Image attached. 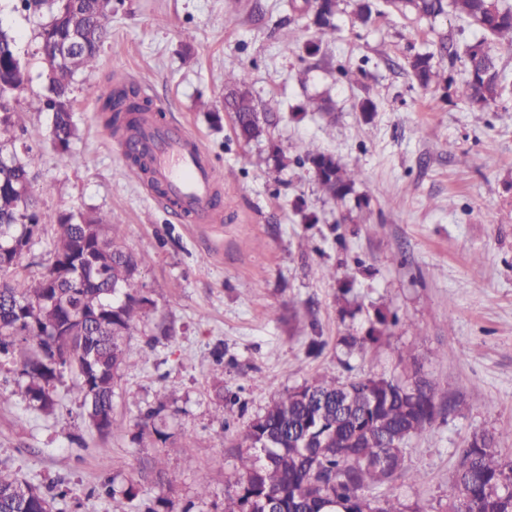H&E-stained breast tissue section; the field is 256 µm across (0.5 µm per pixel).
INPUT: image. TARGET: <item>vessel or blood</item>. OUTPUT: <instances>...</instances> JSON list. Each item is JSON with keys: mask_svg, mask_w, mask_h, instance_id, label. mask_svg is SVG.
<instances>
[{"mask_svg": "<svg viewBox=\"0 0 512 512\" xmlns=\"http://www.w3.org/2000/svg\"><path fill=\"white\" fill-rule=\"evenodd\" d=\"M119 151L143 149L146 191L162 189L163 199L189 224H216L222 216L213 200L221 181L199 139L183 125L147 119L115 139Z\"/></svg>", "mask_w": 512, "mask_h": 512, "instance_id": "b4317fda", "label": "vessel or blood"}]
</instances>
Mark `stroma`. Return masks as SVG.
Wrapping results in <instances>:
<instances>
[{"mask_svg":"<svg viewBox=\"0 0 512 512\" xmlns=\"http://www.w3.org/2000/svg\"><path fill=\"white\" fill-rule=\"evenodd\" d=\"M354 9L341 0L335 28L321 30L288 0H112L98 66L73 85L76 132L64 153L51 139L52 113L28 109L47 89L39 20L0 0V27L13 33L28 75L12 106L24 115L19 151L40 214L15 283L51 266L57 221L69 213L110 214L114 238L149 256L134 279L144 304L126 338L143 359L122 372L110 436L86 426L72 376L46 412L25 397L19 364L0 367V465L44 489L68 487L60 512H135L105 493L130 480L139 498L223 512L229 450L249 422L324 374H399L408 350L444 404L407 444V476L382 495L445 512L474 433H499L500 447L512 448V94L483 109L459 101L466 63L441 46L480 40L467 21L393 13L363 26ZM426 52L441 73L428 89L408 67ZM230 72L253 100L259 139L241 140L231 112L220 126L209 120L208 107H222L232 89ZM115 79L200 138L224 176L222 223H183L145 192L85 91L91 83L109 92ZM322 97L331 112L307 110ZM311 144L355 169L345 199L318 185L305 158ZM379 309L397 325L377 344L344 347L342 337L366 335ZM230 391L240 402L228 426L221 396ZM154 407L163 439H136L135 422ZM153 461L175 475L173 488L148 473Z\"/></svg>","mask_w":512,"mask_h":512,"instance_id":"stroma-1","label":"stroma"}]
</instances>
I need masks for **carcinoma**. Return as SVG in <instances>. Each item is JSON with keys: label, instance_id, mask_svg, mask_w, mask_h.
Returning <instances> with one entry per match:
<instances>
[{"label": "carcinoma", "instance_id": "cac0c4a2", "mask_svg": "<svg viewBox=\"0 0 512 512\" xmlns=\"http://www.w3.org/2000/svg\"><path fill=\"white\" fill-rule=\"evenodd\" d=\"M21 9L44 17L39 48L75 42L78 50L48 79V94L31 101L35 112L54 113L52 137L68 150L75 135L71 94L75 77L97 67L99 52L109 36L101 0H76L82 23L70 24L65 0H19ZM397 11L410 9L420 18L452 14L477 25L483 39L466 47L468 77L459 89L461 100L482 108L506 92L492 44L512 46V5L504 0H384ZM418 84L438 81L433 55L410 61ZM27 81L15 54L13 35L0 27V352L7 355L16 342L25 343L20 361L29 378L25 394L40 409L57 405L55 383L66 374L76 378V393L84 416L101 436L112 434V398L122 368L135 358L124 336L135 324L143 304L132 280L146 261L104 234L111 217L86 213L60 218L54 241V260L41 278L23 287L10 280L22 252L38 235L37 210H24L20 198L29 193L30 173L18 159L16 142L24 132L11 105L15 91ZM89 95L109 114L107 125L128 128L152 111V102L123 82L104 95L92 85ZM227 107L235 114L240 137H259L258 112L245 92L232 94ZM321 189L344 199L353 189L356 172L316 148L307 149ZM387 318L376 311L367 336H344L350 348L375 342ZM414 370L405 377L368 376L348 381L322 376L293 389L270 405L244 429L234 448L239 466L224 491V512H406L407 506L374 492L405 474L408 441L430 429L437 413L436 385ZM155 409L137 423L139 435L162 432L152 418ZM54 496L20 475L0 470V512H52ZM189 512L171 500L137 505V512ZM448 512H512V452L497 447L493 433L472 435L454 480Z\"/></svg>", "mask_w": 512, "mask_h": 512}]
</instances>
